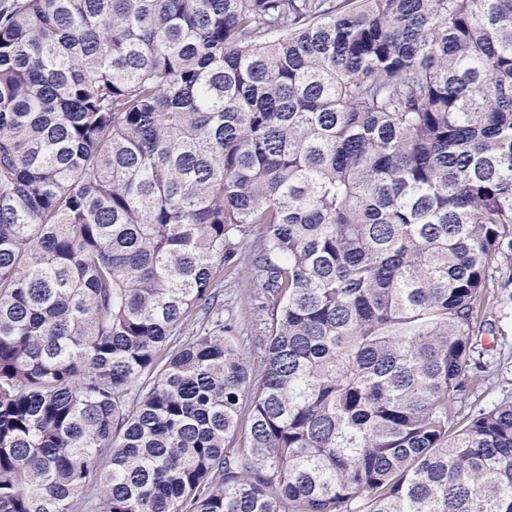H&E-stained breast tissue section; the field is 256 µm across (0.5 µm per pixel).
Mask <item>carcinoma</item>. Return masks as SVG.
<instances>
[{
    "label": "carcinoma",
    "instance_id": "cac0c4a2",
    "mask_svg": "<svg viewBox=\"0 0 512 512\" xmlns=\"http://www.w3.org/2000/svg\"><path fill=\"white\" fill-rule=\"evenodd\" d=\"M491 303L512 0H0V512H512ZM252 240L253 237H250L240 246L237 265L224 268V276L217 286L222 293L218 310L204 319L201 313L197 316L193 314L183 324L182 331L185 336L200 334L204 327H209L212 317L215 320L219 313L224 324L231 326V330L224 332L226 339L250 357L256 368L261 355L258 337L265 334V323L269 320L255 301L256 286L251 270ZM512 401V359L501 364L488 383L475 394L469 395L462 405V414L472 413L480 408L488 409L493 405Z\"/></svg>",
    "mask_w": 512,
    "mask_h": 512
}]
</instances>
